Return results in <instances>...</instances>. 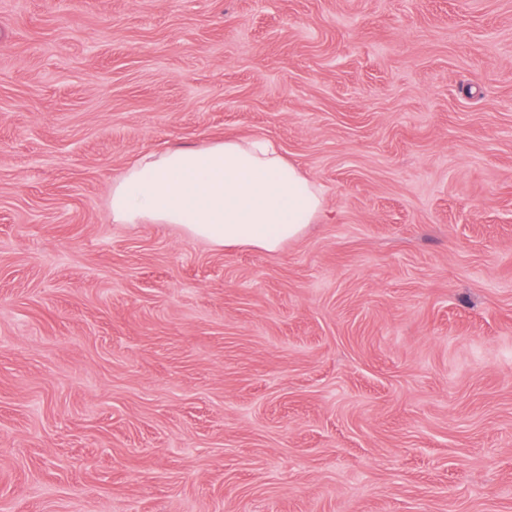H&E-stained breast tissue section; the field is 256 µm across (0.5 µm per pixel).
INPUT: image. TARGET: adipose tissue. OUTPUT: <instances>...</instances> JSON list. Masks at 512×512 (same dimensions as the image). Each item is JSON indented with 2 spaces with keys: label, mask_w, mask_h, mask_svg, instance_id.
Returning a JSON list of instances; mask_svg holds the SVG:
<instances>
[{
  "label": "adipose tissue",
  "mask_w": 512,
  "mask_h": 512,
  "mask_svg": "<svg viewBox=\"0 0 512 512\" xmlns=\"http://www.w3.org/2000/svg\"><path fill=\"white\" fill-rule=\"evenodd\" d=\"M116 224H174L217 247L279 252L323 211L321 188L256 136L145 152L113 180Z\"/></svg>",
  "instance_id": "adipose-tissue-1"
}]
</instances>
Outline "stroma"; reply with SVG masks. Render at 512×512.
<instances>
[{"label": "stroma", "mask_w": 512, "mask_h": 512, "mask_svg": "<svg viewBox=\"0 0 512 512\" xmlns=\"http://www.w3.org/2000/svg\"><path fill=\"white\" fill-rule=\"evenodd\" d=\"M253 136L280 252L113 223ZM0 512H512V0H0Z\"/></svg>", "instance_id": "stroma-1"}]
</instances>
